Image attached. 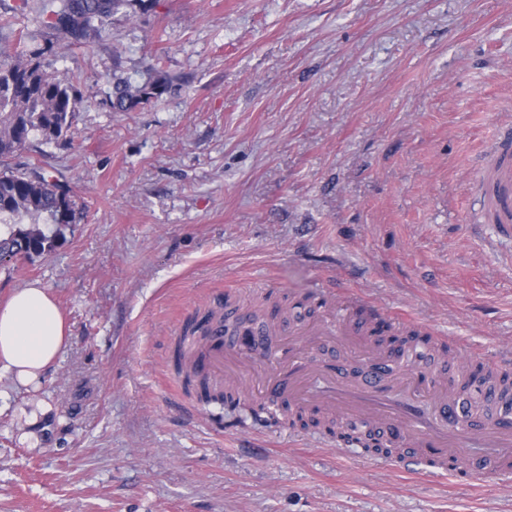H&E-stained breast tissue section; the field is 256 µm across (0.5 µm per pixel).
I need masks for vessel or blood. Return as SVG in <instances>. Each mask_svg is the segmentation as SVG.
Here are the masks:
<instances>
[{
	"instance_id": "1",
	"label": "vessel or blood",
	"mask_w": 512,
	"mask_h": 512,
	"mask_svg": "<svg viewBox=\"0 0 512 512\" xmlns=\"http://www.w3.org/2000/svg\"><path fill=\"white\" fill-rule=\"evenodd\" d=\"M489 182L496 227L510 237L512 139H500ZM363 307L347 303L321 320L317 335L339 336L349 346L368 341L373 322L350 319ZM238 318L232 331L223 315L211 317V344L196 363L198 378L222 384L227 358L256 357L274 369L249 382L267 415L286 408L335 414L341 429L378 433L392 453L432 474L474 480L512 471V378L506 363L478 353L469 368L458 369L436 358L434 342L396 343L380 346L365 378L352 381L337 364L312 360L296 338L297 321L278 317L262 324L246 311Z\"/></svg>"
}]
</instances>
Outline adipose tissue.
I'll list each match as a JSON object with an SVG mask.
<instances>
[{
  "label": "adipose tissue",
  "instance_id": "1",
  "mask_svg": "<svg viewBox=\"0 0 512 512\" xmlns=\"http://www.w3.org/2000/svg\"><path fill=\"white\" fill-rule=\"evenodd\" d=\"M64 317L48 291L30 286L0 307V370L28 383L51 367L66 336Z\"/></svg>",
  "mask_w": 512,
  "mask_h": 512
}]
</instances>
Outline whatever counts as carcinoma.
Here are the masks:
<instances>
[{"mask_svg":"<svg viewBox=\"0 0 512 512\" xmlns=\"http://www.w3.org/2000/svg\"><path fill=\"white\" fill-rule=\"evenodd\" d=\"M153 0H37L33 10L62 33L69 44L90 47L102 37L112 17H134L148 11ZM39 50L18 49L1 59L0 160L29 147L32 138L51 144L66 136L81 104L76 79L35 61ZM170 81L148 75L140 84L116 76L112 82V110L130 112L138 105L168 93ZM76 203L59 180L34 163L22 170L0 171V263L54 252L62 225L74 224ZM192 353L182 343L174 350V364L187 384H196L206 400H222L189 369Z\"/></svg>","mask_w":512,"mask_h":512,"instance_id":"1","label":"carcinoma"}]
</instances>
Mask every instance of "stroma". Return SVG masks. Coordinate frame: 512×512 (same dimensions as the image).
Listing matches in <instances>:
<instances>
[{
  "label": "stroma",
  "instance_id": "obj_1",
  "mask_svg": "<svg viewBox=\"0 0 512 512\" xmlns=\"http://www.w3.org/2000/svg\"><path fill=\"white\" fill-rule=\"evenodd\" d=\"M21 0L18 39L75 74L66 139L8 159L83 216L0 264V305L39 284L68 338L22 385L0 372V512H512V477L408 470L246 407L173 365L219 299L264 315L329 283L512 361V237L473 162L512 128V0H154L92 51ZM171 92L113 111L112 73ZM192 353L187 350L181 342H178L174 350V364L179 372L184 373L185 381L187 384L192 385L196 383L200 396L206 400H224V392L214 393L201 381L197 380L189 369V361Z\"/></svg>",
  "mask_w": 512,
  "mask_h": 512
}]
</instances>
